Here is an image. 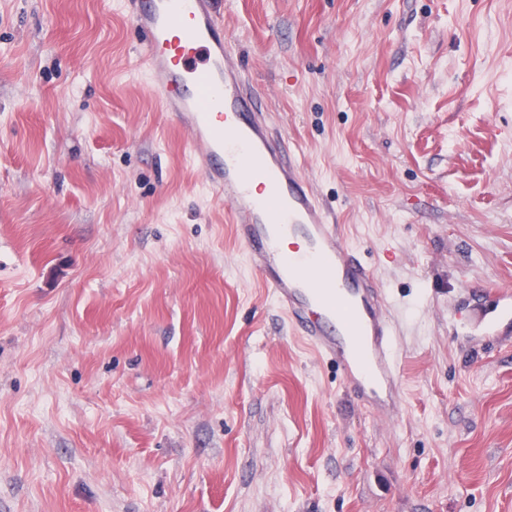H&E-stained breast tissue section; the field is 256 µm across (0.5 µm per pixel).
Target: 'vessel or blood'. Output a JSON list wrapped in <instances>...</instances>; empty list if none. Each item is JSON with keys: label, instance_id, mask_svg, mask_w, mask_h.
Listing matches in <instances>:
<instances>
[{"label": "vessel or blood", "instance_id": "obj_1", "mask_svg": "<svg viewBox=\"0 0 512 512\" xmlns=\"http://www.w3.org/2000/svg\"><path fill=\"white\" fill-rule=\"evenodd\" d=\"M128 14L164 111L189 131L198 171L293 330L336 361L357 399L397 416L402 388L384 290L273 132L224 43L215 0H128ZM258 179L267 195L254 193Z\"/></svg>", "mask_w": 512, "mask_h": 512}]
</instances>
